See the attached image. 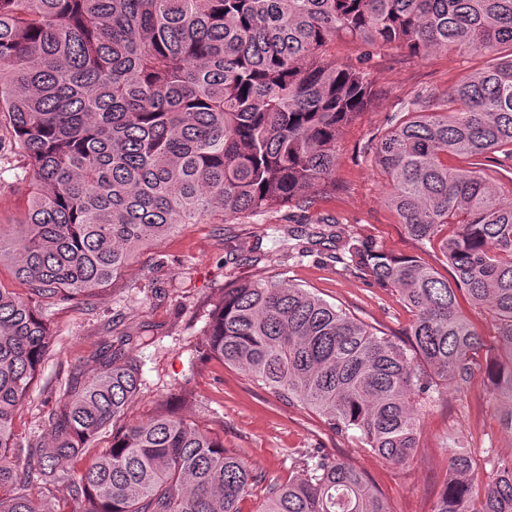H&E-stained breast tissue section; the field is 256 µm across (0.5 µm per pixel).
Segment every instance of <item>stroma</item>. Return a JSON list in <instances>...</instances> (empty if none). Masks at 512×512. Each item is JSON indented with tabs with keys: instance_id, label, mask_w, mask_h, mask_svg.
Segmentation results:
<instances>
[{
	"instance_id": "35a3bbf8",
	"label": "stroma",
	"mask_w": 512,
	"mask_h": 512,
	"mask_svg": "<svg viewBox=\"0 0 512 512\" xmlns=\"http://www.w3.org/2000/svg\"><path fill=\"white\" fill-rule=\"evenodd\" d=\"M485 61L482 55L453 51L414 59L402 50L375 52L368 62L373 100L339 140L334 193L317 198L305 210L284 205L239 224L181 225L140 251L91 305H52L50 351L36 385L16 412L21 442L49 441L48 411L72 376H93L99 351L109 342L142 372V390L127 408V421L147 416L180 388H188L196 399L189 415L223 436L229 454L264 473L265 483L253 488L242 512H259L268 482L301 476L314 448L364 470L391 512H432L452 449H467L480 463L490 450L512 457V432L500 423L499 406L480 365L468 383L444 390L423 412L417 451L407 464L396 467L364 448L354 434H333L315 413L284 405L242 370L197 353L208 314L225 283L261 273L307 288L385 332L399 334L408 328L412 314L396 291L329 262L322 247L287 252L280 239L292 222L313 223L329 216L348 234L372 239L393 253L418 254L422 262L441 268L439 251L417 250L387 207V186L367 146L375 133L386 129L388 116L402 101L423 89L447 92ZM20 173L21 161L9 141L0 142V226L6 228L24 213Z\"/></svg>"
}]
</instances>
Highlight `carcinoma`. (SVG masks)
I'll use <instances>...</instances> for the list:
<instances>
[{"label":"carcinoma","mask_w":512,"mask_h":512,"mask_svg":"<svg viewBox=\"0 0 512 512\" xmlns=\"http://www.w3.org/2000/svg\"><path fill=\"white\" fill-rule=\"evenodd\" d=\"M341 37L363 47L357 63L329 61ZM374 49L491 56L448 93L402 103L372 146L386 205L452 279L321 219L308 243L342 240L355 274L398 292L413 314L405 338L259 278L224 287L205 354L396 466L416 452L419 410L482 357L512 431V194L483 176L512 182V0H0V117L26 198L21 221L0 228V266L24 285H0V512H46L29 493L36 478L66 483L74 512H241L265 474L223 437L163 404L118 424L142 380L110 342L47 413L52 444L17 440L16 411L50 350L40 306L90 300L181 224L306 209L336 187L337 143L373 98ZM450 154L470 168H448ZM461 298L488 313L493 344ZM487 464L483 480L456 449L433 512H512V459ZM260 512L390 510L366 472L314 448L302 477L267 486Z\"/></svg>","instance_id":"carcinoma-1"}]
</instances>
